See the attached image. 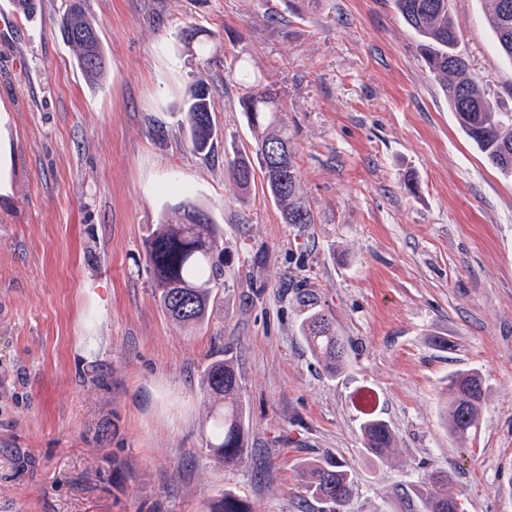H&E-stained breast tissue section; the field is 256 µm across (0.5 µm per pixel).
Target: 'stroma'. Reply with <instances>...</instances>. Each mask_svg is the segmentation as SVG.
Segmentation results:
<instances>
[{
    "instance_id": "stroma-1",
    "label": "stroma",
    "mask_w": 512,
    "mask_h": 512,
    "mask_svg": "<svg viewBox=\"0 0 512 512\" xmlns=\"http://www.w3.org/2000/svg\"><path fill=\"white\" fill-rule=\"evenodd\" d=\"M0 0V512H205L230 488L253 512H318L301 468L352 467L345 512H417L435 469L463 512H512V176L460 127L393 0H86L109 69L87 86L57 34ZM470 74L512 112V60L485 0H448ZM196 29L192 44L180 38ZM280 92L314 224L284 223L224 165L255 143L230 66ZM219 142L182 124L196 78ZM191 199L224 231L231 286L207 327L162 312L142 240ZM331 313L349 365L328 378L300 325ZM447 347H440V340ZM232 344L248 454L218 464L201 376ZM487 380L478 433L450 439L449 373ZM394 447L359 431L362 393Z\"/></svg>"
}]
</instances>
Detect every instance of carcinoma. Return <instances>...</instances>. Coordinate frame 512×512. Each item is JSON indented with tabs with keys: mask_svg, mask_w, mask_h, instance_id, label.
<instances>
[{
	"mask_svg": "<svg viewBox=\"0 0 512 512\" xmlns=\"http://www.w3.org/2000/svg\"><path fill=\"white\" fill-rule=\"evenodd\" d=\"M407 25L421 39V54L429 71L439 81L455 116L468 137L487 160L500 171L512 174V113L500 112L470 77L466 56L459 48L448 0H394ZM502 52L512 60V0H490L486 15ZM61 40L76 53L78 68L90 85L107 74L108 61L96 27L85 9V0H65L56 20ZM246 91L239 99L255 142V152L232 148L225 166L241 191H248L255 169L263 173L265 189L277 204L284 223L313 224L315 216L307 204L294 162V145L281 117L278 90L236 71ZM185 124L192 149L205 156L214 150L218 128L212 117L208 86L198 81L185 102ZM174 218L162 221L142 241L144 270L148 274L165 315L178 326L195 329L208 322L219 291L230 288L226 277L224 233L210 214L189 200L173 207ZM300 333L311 355L322 363L331 378L348 366L347 345L339 336L333 317L313 309L300 325ZM201 390L211 400L213 422L207 447L214 459L228 467L248 454L245 440V410L235 369L233 347H224V357L210 362L203 374ZM487 384L478 370L448 374L439 415L456 440L476 432ZM364 448L381 458L392 447L388 423L371 413L359 425ZM310 497L321 504V512H341L355 494L351 466L327 456L303 468ZM450 476L434 471L412 494L421 512H459L457 494L448 491ZM206 512H251L240 495L225 489L212 496Z\"/></svg>",
	"mask_w": 512,
	"mask_h": 512,
	"instance_id": "carcinoma-1",
	"label": "carcinoma"
}]
</instances>
